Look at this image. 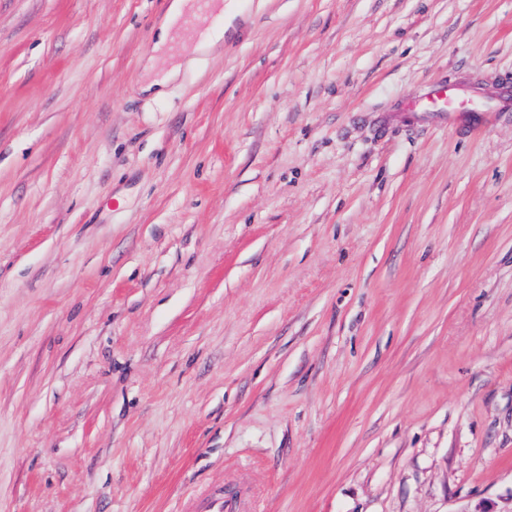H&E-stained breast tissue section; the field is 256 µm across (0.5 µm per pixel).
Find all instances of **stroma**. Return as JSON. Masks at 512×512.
I'll return each mask as SVG.
<instances>
[{"mask_svg":"<svg viewBox=\"0 0 512 512\" xmlns=\"http://www.w3.org/2000/svg\"><path fill=\"white\" fill-rule=\"evenodd\" d=\"M0 0V512H512V0ZM189 0H172L157 33L154 55L145 66L148 82L142 88L145 93H155V96L163 95V88L175 80L181 72L184 64H190L184 51L172 53V44L180 37L181 21L192 9ZM196 2L197 9L194 15L187 18L185 23L186 44H192L191 39L197 30L206 29L217 15L221 13L214 8V4H220L224 9V0H193ZM427 98V104L417 108V112H434L443 116L446 112H448V114H471L490 112L492 109V107L482 109L476 101L466 104L467 96L454 84L448 85L447 83H439L431 86ZM194 512H252L251 496L232 487L217 499H207L206 508Z\"/></svg>","mask_w":512,"mask_h":512,"instance_id":"obj_1","label":"stroma"}]
</instances>
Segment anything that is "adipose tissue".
I'll return each instance as SVG.
<instances>
[{
	"instance_id": "adipose-tissue-1",
	"label": "adipose tissue",
	"mask_w": 512,
	"mask_h": 512,
	"mask_svg": "<svg viewBox=\"0 0 512 512\" xmlns=\"http://www.w3.org/2000/svg\"><path fill=\"white\" fill-rule=\"evenodd\" d=\"M191 8L190 0H170L157 33L154 53L145 66L148 75L145 92L162 95L164 87L175 80L187 64L186 54L173 52L172 45L179 38L181 21Z\"/></svg>"
}]
</instances>
